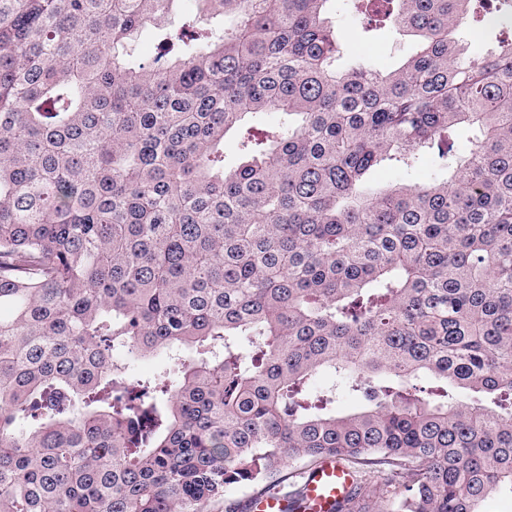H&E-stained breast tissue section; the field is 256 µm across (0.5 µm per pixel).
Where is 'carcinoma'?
<instances>
[{
	"label": "carcinoma",
	"mask_w": 512,
	"mask_h": 512,
	"mask_svg": "<svg viewBox=\"0 0 512 512\" xmlns=\"http://www.w3.org/2000/svg\"><path fill=\"white\" fill-rule=\"evenodd\" d=\"M183 2L0 0V512H211L327 459L333 512H486L512 489V36L454 34L512 0H352L419 41L388 72L337 68L329 0ZM425 154L443 175L370 183Z\"/></svg>",
	"instance_id": "carcinoma-1"
}]
</instances>
